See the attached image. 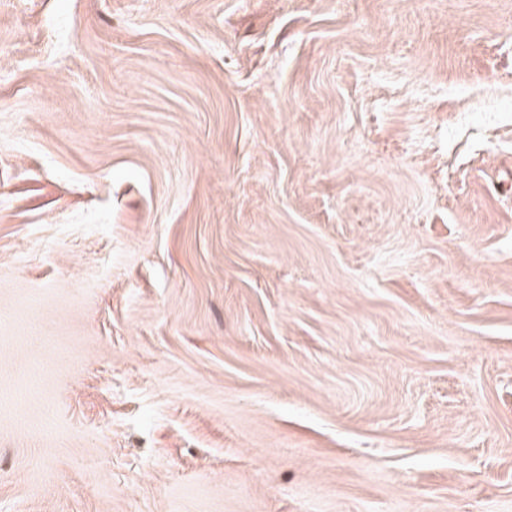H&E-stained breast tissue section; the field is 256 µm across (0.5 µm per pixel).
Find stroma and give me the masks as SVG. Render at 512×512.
I'll return each instance as SVG.
<instances>
[{
	"mask_svg": "<svg viewBox=\"0 0 512 512\" xmlns=\"http://www.w3.org/2000/svg\"><path fill=\"white\" fill-rule=\"evenodd\" d=\"M0 512H512V0H0Z\"/></svg>",
	"mask_w": 512,
	"mask_h": 512,
	"instance_id": "stroma-1",
	"label": "stroma"
}]
</instances>
